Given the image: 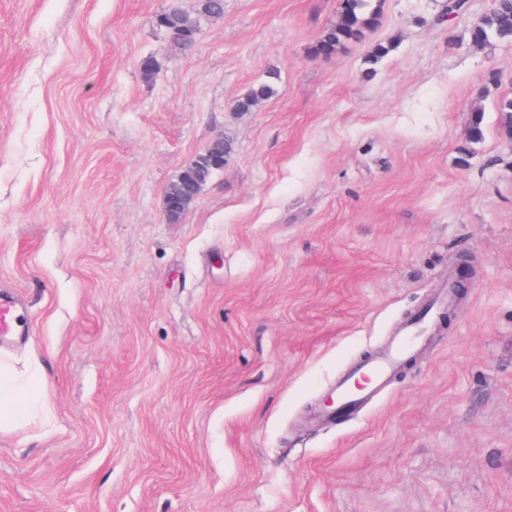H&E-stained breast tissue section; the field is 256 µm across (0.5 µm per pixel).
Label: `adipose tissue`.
<instances>
[{
	"label": "adipose tissue",
	"instance_id": "1",
	"mask_svg": "<svg viewBox=\"0 0 512 512\" xmlns=\"http://www.w3.org/2000/svg\"><path fill=\"white\" fill-rule=\"evenodd\" d=\"M41 397L35 376L18 371L10 359H0V432L25 423Z\"/></svg>",
	"mask_w": 512,
	"mask_h": 512
}]
</instances>
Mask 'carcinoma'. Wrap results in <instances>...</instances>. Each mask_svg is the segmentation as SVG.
Segmentation results:
<instances>
[{"label":"carcinoma","instance_id":"1","mask_svg":"<svg viewBox=\"0 0 512 512\" xmlns=\"http://www.w3.org/2000/svg\"><path fill=\"white\" fill-rule=\"evenodd\" d=\"M336 22L324 28L312 47L314 55L331 56L337 50L366 39L381 22L382 0H339ZM212 17L206 3L194 10L172 7V14L165 18L171 42L182 47L187 41L188 28L201 29L202 20ZM512 41V0H492L489 12L470 30V39L480 45L490 39ZM275 93L274 84L265 82L254 86L241 97L235 108L250 112Z\"/></svg>","mask_w":512,"mask_h":512}]
</instances>
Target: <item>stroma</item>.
<instances>
[{"label":"stroma","instance_id":"35a3bbf8","mask_svg":"<svg viewBox=\"0 0 512 512\" xmlns=\"http://www.w3.org/2000/svg\"><path fill=\"white\" fill-rule=\"evenodd\" d=\"M446 3L382 0L316 57L337 0H224L188 52L169 0H0V293L50 420L0 433V512H512V42H471L491 0ZM463 257L452 326L321 422ZM338 1L336 22L321 31L312 47L316 56H331L341 48L362 42L380 25L382 0ZM275 93V87L272 82H265L254 86L241 97L236 105L235 109L243 110L246 112L253 111L259 107L264 101L269 99ZM230 150L231 146L224 136H215L196 159L180 172L164 194V212L168 219L178 220L188 211L213 171L224 167V155Z\"/></svg>","mask_w":512,"mask_h":512}]
</instances>
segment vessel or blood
Returning <instances> with one entry per match:
<instances>
[{
  "instance_id": "obj_1",
  "label": "vessel or blood",
  "mask_w": 512,
  "mask_h": 512,
  "mask_svg": "<svg viewBox=\"0 0 512 512\" xmlns=\"http://www.w3.org/2000/svg\"><path fill=\"white\" fill-rule=\"evenodd\" d=\"M450 298L451 295L447 292L432 296L426 309L406 321L399 332L391 338L384 351L360 364V372L370 377V383L363 392L351 393L350 377L341 378L335 389L337 407L327 410L326 420H334L340 414H358L367 400L385 389L402 364L421 348L439 309L448 303ZM27 330L26 322L16 315L13 303L0 299V340L9 341L10 337L24 335Z\"/></svg>"
}]
</instances>
